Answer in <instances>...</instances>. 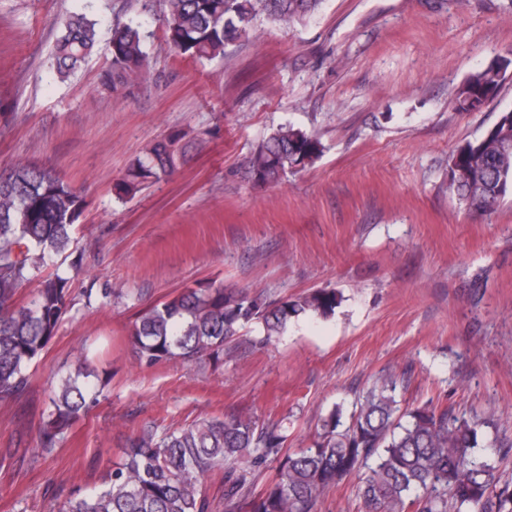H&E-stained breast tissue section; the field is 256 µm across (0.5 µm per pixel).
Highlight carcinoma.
<instances>
[{
  "instance_id": "carcinoma-1",
  "label": "carcinoma",
  "mask_w": 512,
  "mask_h": 512,
  "mask_svg": "<svg viewBox=\"0 0 512 512\" xmlns=\"http://www.w3.org/2000/svg\"><path fill=\"white\" fill-rule=\"evenodd\" d=\"M321 0H164L166 45L181 55L213 59L224 46L248 35L264 14L272 21L304 22ZM95 22L80 13L68 17L56 40L53 71L68 79L93 52ZM147 55L139 27L114 29L110 68L102 86L110 89L143 76ZM504 77L494 60L471 74L457 92L463 112L494 98ZM193 149L179 133L155 141L115 185L122 196L173 174ZM322 152L319 139L291 126L267 135L246 161L255 184L278 182ZM452 161L462 171L454 193L468 209L487 212L512 189V127L495 124L479 139L460 145ZM85 199L47 166L17 163L0 168V401L20 399L29 388L28 368L55 336L70 307V277L43 274L57 258L70 256ZM32 297L19 298L33 280ZM341 297L319 288L291 299L261 301L246 290L200 283L139 314L131 340L149 365L219 359L224 345L251 322L262 324L261 342L280 335L300 316L327 318ZM75 374L52 390L41 417L38 450L50 453L63 434L99 403L86 354ZM398 380L389 375L344 418L336 408L321 419L307 448H285L278 425H259L248 413L195 422L156 438L129 437L119 460L101 482L74 490L59 512H213L206 480L223 472L224 512H318L327 490L362 474L357 496L362 512H512V483L499 469L474 456L490 417L467 419L431 404L401 410ZM269 459L278 461L261 489L246 473Z\"/></svg>"
}]
</instances>
